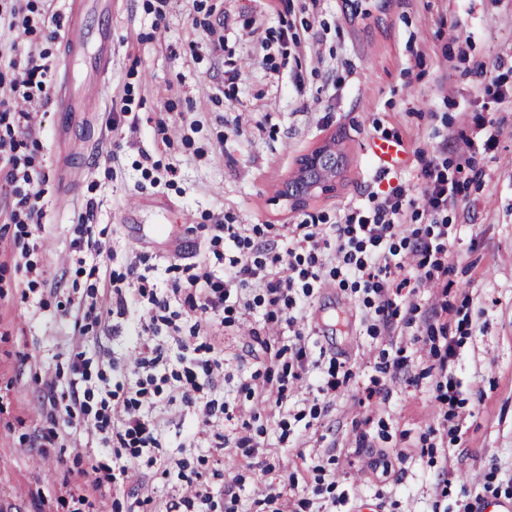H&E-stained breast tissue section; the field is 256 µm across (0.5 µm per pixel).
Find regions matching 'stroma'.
<instances>
[{
	"mask_svg": "<svg viewBox=\"0 0 512 512\" xmlns=\"http://www.w3.org/2000/svg\"><path fill=\"white\" fill-rule=\"evenodd\" d=\"M46 36L15 28L17 60L46 51L55 65L67 0H32ZM353 18L344 0H112V70L94 111H54L43 94L28 104L41 116L33 135L34 189L45 230L31 254L35 272L11 253L15 202L0 173V512H167L183 479L219 496H240L238 512H265L279 491L304 512H476L482 499L512 498V0H366ZM224 35L215 49L209 29ZM240 74L228 80L229 65ZM494 150L476 152L479 181L448 209L455 238L441 257L451 271L410 300L418 315L394 336H371L373 311L362 294L326 281L306 312L320 364L285 382L288 409L246 397L238 386L279 376L288 332L262 319L256 336L238 325L209 342L224 352L227 410L197 448L179 442L194 419L170 407L159 447L135 459L127 477L78 490L80 471L111 466V454L75 448L74 429L46 387L64 389L76 352L110 350L113 382H126L139 328L119 317L88 335L67 314L91 283L67 262L76 224L96 225L118 253L148 255L164 277L167 229L186 264L224 267L214 224L271 225L269 242L286 249L287 227L309 217L335 222L372 195L424 187L421 157L461 158L445 139L466 130ZM399 141L389 164L368 146ZM331 145L343 157L334 188L295 204L281 196L302 158ZM443 307L453 358L432 351L424 321ZM401 354V372L386 358ZM346 377L321 395L322 369ZM455 383L453 402L439 400ZM461 430L446 434L445 412ZM256 448L238 447L242 436Z\"/></svg>",
	"mask_w": 512,
	"mask_h": 512,
	"instance_id": "stroma-1",
	"label": "stroma"
}]
</instances>
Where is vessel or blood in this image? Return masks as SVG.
<instances>
[{"instance_id": "b4317fda", "label": "vessel or blood", "mask_w": 512, "mask_h": 512, "mask_svg": "<svg viewBox=\"0 0 512 512\" xmlns=\"http://www.w3.org/2000/svg\"><path fill=\"white\" fill-rule=\"evenodd\" d=\"M61 44L67 63L56 80L54 104L59 112H85L101 95V80L112 68V28L69 24Z\"/></svg>"}]
</instances>
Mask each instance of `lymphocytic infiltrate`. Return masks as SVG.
Returning <instances> with one entry per match:
<instances>
[{"mask_svg": "<svg viewBox=\"0 0 512 512\" xmlns=\"http://www.w3.org/2000/svg\"><path fill=\"white\" fill-rule=\"evenodd\" d=\"M12 44L0 40V59L8 60L11 78H0V171L16 199L9 214L20 235L35 236L42 230L43 209L40 194L32 188L31 158L23 154V141L13 135L22 128L33 133L32 117L27 112L12 111L16 100H30L32 91L48 93L52 63L46 52L29 54L24 62L12 57ZM422 176L425 190L421 198L411 197L398 186L371 206L355 209L337 217L332 231L315 223L293 224L288 228L285 253L272 251L263 239L252 238L246 225L215 224L212 242H223L228 262L222 275L208 266L171 265V278L165 285L151 283L141 273V257L127 260L124 271L113 272L103 282L100 298L81 302L75 312V327L88 320L101 321L105 309L115 308L118 316L135 314L144 335L126 394L113 391L103 371L111 363L109 352L88 356L75 354L70 379L62 397L65 415L71 427L83 428L90 436L87 451L126 448L129 458H116L114 471L126 475L130 458L158 447L167 403L151 398L149 387L155 382L170 383L171 395L198 407L204 420H211L219 409L216 398L224 384V357L214 347L204 344L203 325L226 321L228 317L252 315L258 305H265L264 319L286 326L292 336L288 346V367L293 377L310 369L308 332L303 322L304 303L322 283L324 270H331L338 287L363 293L377 317L368 329L373 334L394 335L397 318L413 322L415 304L399 308L394 297L404 288L421 287L432 257L448 248L446 212L461 192V184L449 180L437 157L424 159ZM427 216L425 228L404 233L408 213ZM79 265L98 271L115 259L112 248L97 239L93 225L80 224L70 244ZM262 288L265 297L256 303L246 299L244 290ZM168 333L181 351L182 369L169 373L165 344L161 333Z\"/></svg>", "mask_w": 512, "mask_h": 512, "instance_id": "obj_1", "label": "lymphocytic infiltrate"}]
</instances>
